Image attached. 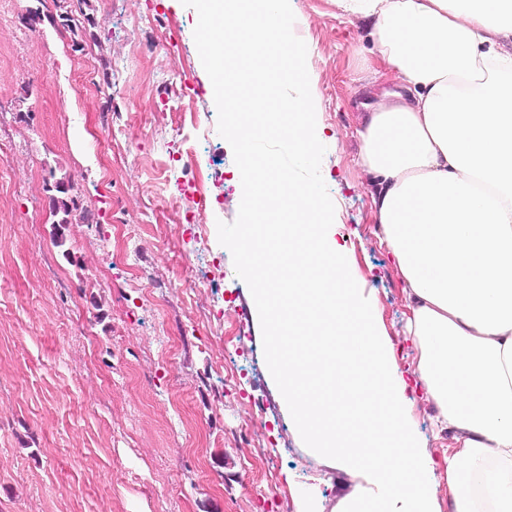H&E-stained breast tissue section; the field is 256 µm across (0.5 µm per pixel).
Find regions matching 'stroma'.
<instances>
[{
	"label": "stroma",
	"instance_id": "35a3bbf8",
	"mask_svg": "<svg viewBox=\"0 0 512 512\" xmlns=\"http://www.w3.org/2000/svg\"><path fill=\"white\" fill-rule=\"evenodd\" d=\"M45 20L26 22L28 10ZM349 268L411 387L421 447L448 448L358 166L371 44L334 0H292ZM0 0V512H339L374 490L306 448L265 362L218 222L233 151L181 0ZM87 83L84 96L75 85ZM91 222L58 225L57 180ZM212 202L183 219L182 198Z\"/></svg>",
	"mask_w": 512,
	"mask_h": 512
}]
</instances>
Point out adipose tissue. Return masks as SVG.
I'll use <instances>...</instances> for the list:
<instances>
[{"mask_svg": "<svg viewBox=\"0 0 512 512\" xmlns=\"http://www.w3.org/2000/svg\"><path fill=\"white\" fill-rule=\"evenodd\" d=\"M392 86L359 166L394 256L453 512H512V0H336Z\"/></svg>", "mask_w": 512, "mask_h": 512, "instance_id": "obj_1", "label": "adipose tissue"}]
</instances>
